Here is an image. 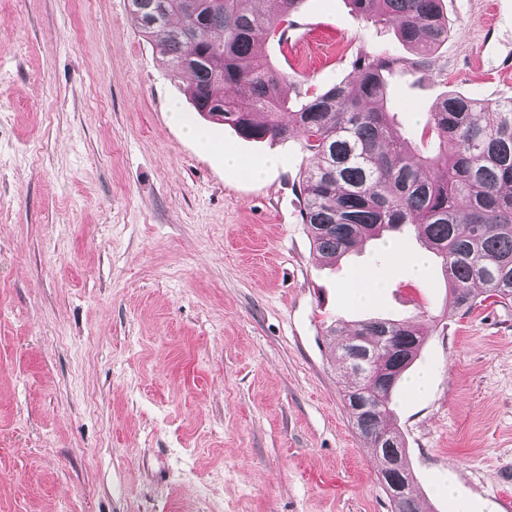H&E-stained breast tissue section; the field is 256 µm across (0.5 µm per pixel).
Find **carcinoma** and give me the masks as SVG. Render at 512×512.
<instances>
[{"instance_id":"carcinoma-1","label":"carcinoma","mask_w":512,"mask_h":512,"mask_svg":"<svg viewBox=\"0 0 512 512\" xmlns=\"http://www.w3.org/2000/svg\"><path fill=\"white\" fill-rule=\"evenodd\" d=\"M277 15L252 0H130L132 19L160 47L169 74L187 83L195 112L231 125L246 140H286L296 132L317 158L302 178V223L320 257L334 263L386 231L410 226L440 259L448 315L466 314L489 298L512 305V98L487 104L448 92L427 113L424 129L439 143L429 155L411 153L407 134L386 109L385 74L397 64L383 49L353 62L348 78L316 95L282 96L286 76L260 54L271 39L286 40L281 23L302 0H276ZM361 18L394 26L420 61L448 41L441 0H349ZM288 114V121L281 114ZM339 337L343 400L351 421L377 459L405 455L394 426L392 394L416 359L423 332L391 319L363 322ZM372 357L368 403L354 410L349 365ZM406 486L393 512H420Z\"/></svg>"}]
</instances>
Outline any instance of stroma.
<instances>
[{
    "label": "stroma",
    "instance_id": "1",
    "mask_svg": "<svg viewBox=\"0 0 512 512\" xmlns=\"http://www.w3.org/2000/svg\"><path fill=\"white\" fill-rule=\"evenodd\" d=\"M495 0H443L448 40L425 66L348 0H302L307 36L262 56L322 92L384 48L411 149L448 91L512 98L473 57ZM190 114L198 135L171 123ZM262 179L224 167L223 148ZM315 157L299 135L240 138L194 114L129 0H0V512H391L377 459L343 406L330 324L421 327L393 399L426 512H512V306L445 314L421 244L394 263L371 240L323 261L300 217ZM368 270L380 289L353 306ZM344 288H347V295L352 303L361 304L372 299L376 283L368 273L362 272Z\"/></svg>",
    "mask_w": 512,
    "mask_h": 512
}]
</instances>
